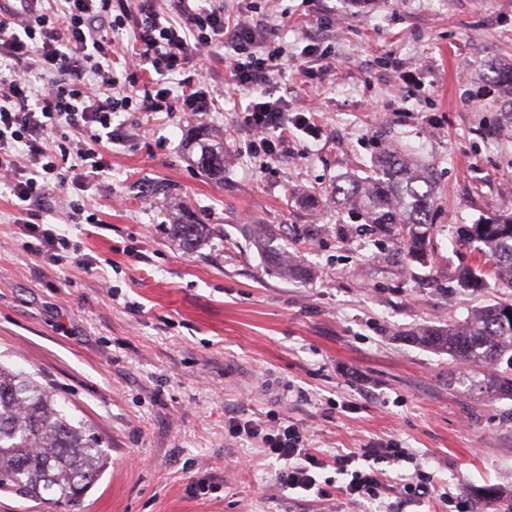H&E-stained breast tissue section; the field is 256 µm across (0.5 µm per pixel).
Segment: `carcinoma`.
Segmentation results:
<instances>
[{
	"label": "carcinoma",
	"mask_w": 512,
	"mask_h": 512,
	"mask_svg": "<svg viewBox=\"0 0 512 512\" xmlns=\"http://www.w3.org/2000/svg\"><path fill=\"white\" fill-rule=\"evenodd\" d=\"M195 163L212 181L224 182V137L206 125L187 141ZM335 197L364 223L392 238L410 256L427 246L425 228L437 204L426 166L402 155L384 154L372 173L336 186ZM171 235L188 253L205 239V225L184 210L170 225ZM463 245L475 246L482 263L467 269L463 284L479 288L484 275L512 288V215L458 229ZM270 264L286 274L298 270L283 248L267 251ZM511 302L475 311L459 324L423 326L405 335L410 342L478 367L462 379L467 387L512 398ZM107 453L81 421L62 410L55 395L31 373L0 364V491L24 500H41L62 509L72 506L99 479Z\"/></svg>",
	"instance_id": "cac0c4a2"
}]
</instances>
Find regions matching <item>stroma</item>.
Returning <instances> with one entry per match:
<instances>
[{
    "mask_svg": "<svg viewBox=\"0 0 512 512\" xmlns=\"http://www.w3.org/2000/svg\"><path fill=\"white\" fill-rule=\"evenodd\" d=\"M288 46L289 100L319 103L321 134L278 157L247 150L225 94L224 49L181 80L209 112L128 111L112 119L111 197L93 224H69L46 203L35 223L68 236L61 265L26 249L16 199L0 187V362L37 373L108 454L70 512H361L346 500L289 499L260 440L229 418L302 425L325 453L393 440L434 476L422 503L384 497L389 512H484L473 491L512 497V399L462 386L465 365L405 340L478 307L512 301L487 279L461 285L478 256L456 229L512 213V124L494 67L512 65V0H254ZM335 70L305 77L310 43ZM415 73L403 83L400 70ZM224 135V182L186 147L197 122ZM392 148L429 168L438 210L423 259L395 248L335 204L315 206ZM202 216L209 242L185 253L167 234L177 209ZM305 269L284 277L267 250Z\"/></svg>",
    "mask_w": 512,
    "mask_h": 512,
    "instance_id": "stroma-1",
    "label": "stroma"
}]
</instances>
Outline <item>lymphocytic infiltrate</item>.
Masks as SVG:
<instances>
[{"label":"lymphocytic infiltrate","mask_w":512,"mask_h":512,"mask_svg":"<svg viewBox=\"0 0 512 512\" xmlns=\"http://www.w3.org/2000/svg\"><path fill=\"white\" fill-rule=\"evenodd\" d=\"M129 29L131 52L123 76L112 70V33ZM223 44L227 92L241 103V123L250 152L273 157L290 136H316L312 104H288L271 87L288 69V54L265 14L246 10L236 23L224 20L219 0H35L18 23L0 22V181L33 216L50 188H84L86 177L103 171L101 153L87 148L85 130L111 131L112 117L137 108L169 112L206 101L173 77L197 52ZM151 85L138 89L139 77ZM236 435L262 436L266 458L280 462L278 481L292 496L326 495L321 472L333 466L345 478L344 498L373 503L386 486V469L411 460L410 449L389 441L361 451L321 456L303 427L285 423L260 432L233 420Z\"/></svg>","instance_id":"1"}]
</instances>
